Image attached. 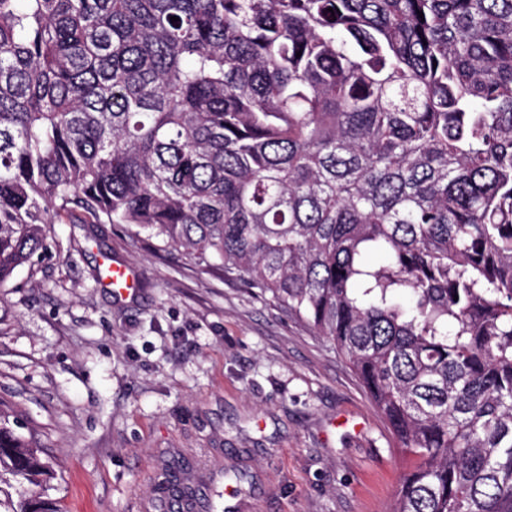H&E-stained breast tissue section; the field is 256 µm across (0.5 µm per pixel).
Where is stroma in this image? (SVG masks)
<instances>
[{
    "instance_id": "1",
    "label": "stroma",
    "mask_w": 512,
    "mask_h": 512,
    "mask_svg": "<svg viewBox=\"0 0 512 512\" xmlns=\"http://www.w3.org/2000/svg\"><path fill=\"white\" fill-rule=\"evenodd\" d=\"M0 287V407L34 436L59 512H387L406 469L349 364L219 263L125 224L54 215ZM135 274L114 298L109 264Z\"/></svg>"
}]
</instances>
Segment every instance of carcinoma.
<instances>
[{
	"instance_id": "obj_1",
	"label": "carcinoma",
	"mask_w": 512,
	"mask_h": 512,
	"mask_svg": "<svg viewBox=\"0 0 512 512\" xmlns=\"http://www.w3.org/2000/svg\"><path fill=\"white\" fill-rule=\"evenodd\" d=\"M76 208L330 342L390 512H512V0H0V286ZM5 474L56 512L0 411Z\"/></svg>"
}]
</instances>
